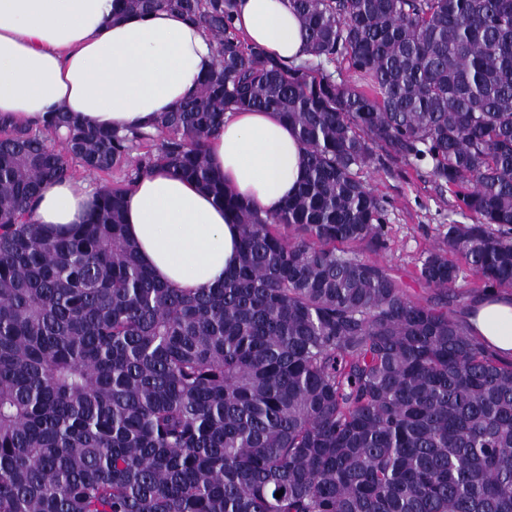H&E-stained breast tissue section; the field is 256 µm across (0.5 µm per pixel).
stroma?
<instances>
[{"instance_id": "1", "label": "stroma", "mask_w": 512, "mask_h": 512, "mask_svg": "<svg viewBox=\"0 0 512 512\" xmlns=\"http://www.w3.org/2000/svg\"><path fill=\"white\" fill-rule=\"evenodd\" d=\"M361 177L385 204L387 240L386 248L380 251L361 248V257L392 267L412 296H425V289L414 277L417 259L441 243L450 223H466V216L427 168L388 159L380 167L363 170Z\"/></svg>"}]
</instances>
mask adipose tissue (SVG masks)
Listing matches in <instances>:
<instances>
[{
	"instance_id": "obj_1",
	"label": "adipose tissue",
	"mask_w": 512,
	"mask_h": 512,
	"mask_svg": "<svg viewBox=\"0 0 512 512\" xmlns=\"http://www.w3.org/2000/svg\"><path fill=\"white\" fill-rule=\"evenodd\" d=\"M235 27L249 43L288 64L305 57V36L288 0H237ZM216 62L215 43L176 14L115 15L114 0H0V124L39 127L67 112L100 129L149 128L160 113L196 93ZM294 129L262 110L226 113L207 157L227 192L278 211L303 177ZM89 182L44 186L32 220L47 233L83 223L95 199ZM130 240L157 280L195 292L238 262L239 228L194 182L165 167L126 197ZM473 335L512 357V294L477 301Z\"/></svg>"
}]
</instances>
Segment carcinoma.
Segmentation results:
<instances>
[{"label":"carcinoma","instance_id":"1","mask_svg":"<svg viewBox=\"0 0 512 512\" xmlns=\"http://www.w3.org/2000/svg\"><path fill=\"white\" fill-rule=\"evenodd\" d=\"M289 4L308 57L285 65L236 0H119L213 37L197 93L154 133L0 128V512H512V360L451 310L467 271L512 288V0ZM234 109L297 129L306 176L275 213L210 168ZM386 156L426 163L471 220L420 259L423 301L356 250L384 245L360 172ZM76 166L96 204L46 235L30 206ZM158 166L240 227L237 267L193 294L125 235Z\"/></svg>","mask_w":512,"mask_h":512}]
</instances>
